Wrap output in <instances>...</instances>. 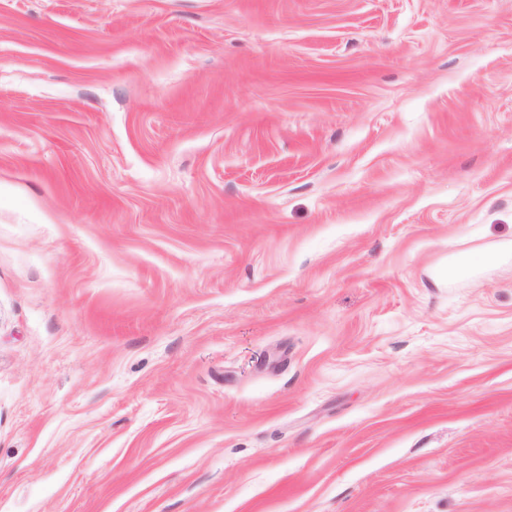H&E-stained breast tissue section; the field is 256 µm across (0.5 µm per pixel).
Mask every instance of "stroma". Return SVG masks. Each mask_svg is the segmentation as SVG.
Instances as JSON below:
<instances>
[{"label": "stroma", "mask_w": 512, "mask_h": 512, "mask_svg": "<svg viewBox=\"0 0 512 512\" xmlns=\"http://www.w3.org/2000/svg\"><path fill=\"white\" fill-rule=\"evenodd\" d=\"M0 512H512V0H0Z\"/></svg>", "instance_id": "obj_1"}]
</instances>
